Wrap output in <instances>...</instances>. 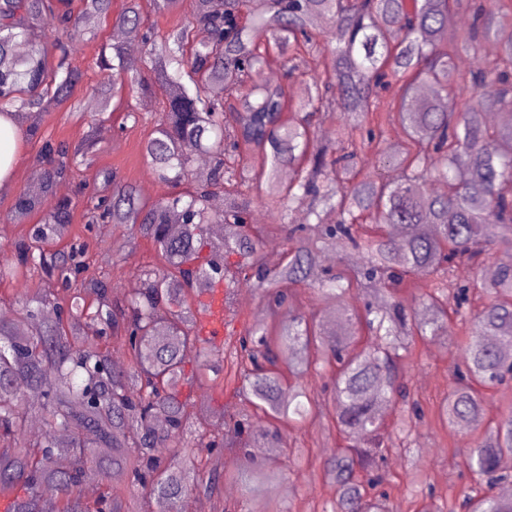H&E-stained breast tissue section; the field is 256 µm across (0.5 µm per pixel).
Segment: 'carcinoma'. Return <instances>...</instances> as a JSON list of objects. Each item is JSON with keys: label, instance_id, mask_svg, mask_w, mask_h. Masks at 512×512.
Here are the masks:
<instances>
[{"label": "carcinoma", "instance_id": "obj_1", "mask_svg": "<svg viewBox=\"0 0 512 512\" xmlns=\"http://www.w3.org/2000/svg\"><path fill=\"white\" fill-rule=\"evenodd\" d=\"M460 0H0V114L22 132L43 114L72 107L83 81L71 57L74 41L91 39V19L141 32L146 71L130 73L119 43L102 47V81L88 100L104 114L125 94L150 96L159 119L144 144V161L158 179L193 190L148 201L117 175L104 176L91 197V221L130 224L150 241L160 267L141 274L116 307L97 279L72 287L83 252H49L70 220L72 202L58 201L26 242L0 256V279L45 271L47 287L14 300L16 317L0 321V498L7 512H42L47 485L57 512H150L161 500L184 512L188 497L220 482L243 498L278 481L282 471L251 452L260 436L277 448L281 426L331 415L344 445L323 464L335 497L323 512H389L382 465L396 448L382 410L406 397L401 362L417 346L448 332V302L468 318L463 366L454 371L439 419L473 436L463 459L485 494H463L465 512H512V498L493 492L512 479V418L483 423L482 391L512 369V264L484 277L494 250H512V0L498 18L475 6L467 26L448 29ZM178 13L184 21L164 36L148 13ZM503 38L497 56L462 72L461 51L475 52L491 33ZM285 62V79L308 77L306 96L289 111L288 89L265 79L269 48ZM328 51L335 67L321 76L310 61ZM502 110L498 127L484 120ZM339 112L334 144L318 149L310 119ZM398 124L401 153L384 158L392 174L366 171L359 160L382 151ZM103 121L78 142H44L40 191H24L12 217L39 212L70 166L93 157ZM289 169L283 181V168ZM447 191L435 194L429 184ZM284 234L286 259L266 266V227L248 223L253 185ZM224 193V210L210 198ZM300 210L304 222L295 224ZM181 225L173 234L172 223ZM336 250L327 264L324 252ZM469 267L471 279L458 275ZM421 278L413 303L400 296ZM250 284L266 300L268 319L218 344L201 334L206 289ZM487 299L469 309L474 290ZM309 293L312 309L283 323L279 308ZM343 324L330 331L325 312ZM96 323L124 350L81 337ZM230 369H224L225 358ZM295 378L284 386L281 370ZM329 370L328 398L309 377ZM27 387L43 389L45 431L21 444ZM230 388L261 410L270 426L234 405L211 419L185 394ZM424 416L414 403L398 412L395 430L407 437ZM234 458L226 468L224 456ZM129 472L136 496L108 484L102 496L81 493L86 471Z\"/></svg>", "mask_w": 512, "mask_h": 512}]
</instances>
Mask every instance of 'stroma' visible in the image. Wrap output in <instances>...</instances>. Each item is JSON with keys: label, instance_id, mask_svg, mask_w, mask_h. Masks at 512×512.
Listing matches in <instances>:
<instances>
[{"label": "stroma", "instance_id": "obj_1", "mask_svg": "<svg viewBox=\"0 0 512 512\" xmlns=\"http://www.w3.org/2000/svg\"><path fill=\"white\" fill-rule=\"evenodd\" d=\"M157 107L140 110L139 122L126 120L124 112L110 114L104 143L101 150L88 163L73 167L56 187V197L72 198L75 203L72 222L68 231L52 245V250H68L75 240L89 244L88 272L108 282L112 296L123 299L135 288L143 269L155 263L152 245L138 237L131 226L116 224L112 227L111 239L100 234L99 224L88 223L85 203L95 189L102 186V173L109 170L125 182L135 185L147 193L148 199L157 200L173 194L171 184L155 181L147 168L142 147L150 134L157 117ZM87 130L84 120L71 116L63 109L46 113L35 136H21L18 162L12 169L8 182L0 186V250L14 244L27 230L28 224L42 221V214L31 216L29 223L12 220L11 211L18 194L30 190L35 183L39 168L41 148L46 138L75 143ZM265 306L257 291L237 288L232 305L224 313L228 330L240 332L262 319ZM451 333L438 336L420 347L417 360L407 371V387L410 400L420 402L427 414L417 423L410 437V447L415 454L405 457L391 453L386 461V470L391 483L397 489L390 497L392 512H418L421 503L398 484L406 469L421 472L425 491L434 493L441 503L451 504L459 490L472 485L473 478L463 466L460 456L465 443L457 429L444 428L436 418L437 409L448 391L452 369L462 362L463 348L459 339L466 326L459 318H452ZM342 444L335 429L329 428L326 419L306 422L286 433V445L300 449L302 458L290 466L282 479L268 486L258 496L242 499L239 489L221 484L218 498H205L193 493V501L186 512H195L196 501H205L214 507L216 499H223L227 512H254L258 505L278 500L288 512H321L324 504L334 496V489L321 477L326 456L331 455Z\"/></svg>", "mask_w": 512, "mask_h": 512}]
</instances>
